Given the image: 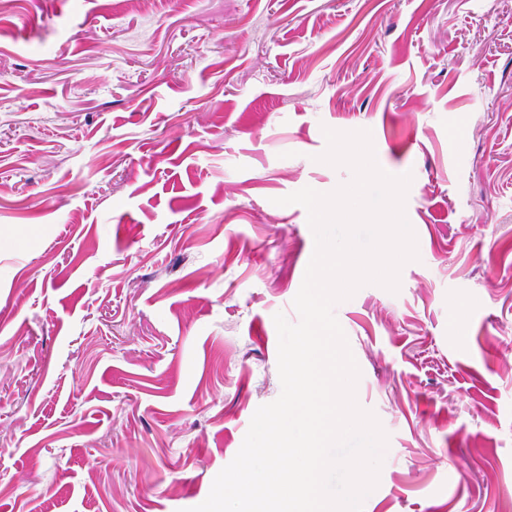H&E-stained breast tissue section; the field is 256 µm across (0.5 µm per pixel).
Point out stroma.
<instances>
[{"mask_svg":"<svg viewBox=\"0 0 512 512\" xmlns=\"http://www.w3.org/2000/svg\"><path fill=\"white\" fill-rule=\"evenodd\" d=\"M418 260L336 305L388 436L364 512H512V0H12L0 12V512H188L281 393L348 183Z\"/></svg>","mask_w":512,"mask_h":512,"instance_id":"1","label":"stroma"}]
</instances>
